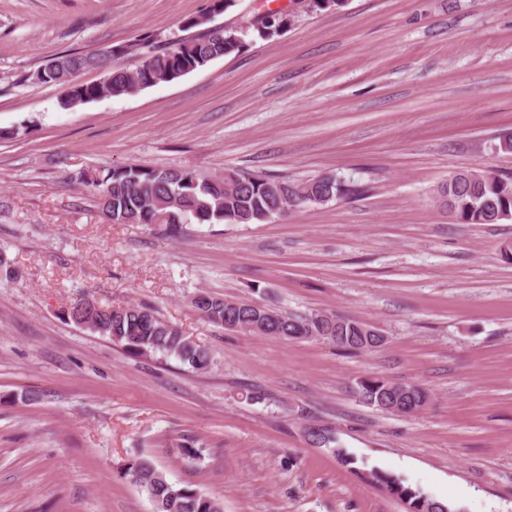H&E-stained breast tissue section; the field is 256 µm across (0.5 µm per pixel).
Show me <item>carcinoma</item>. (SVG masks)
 Returning a JSON list of instances; mask_svg holds the SVG:
<instances>
[{
  "label": "carcinoma",
  "instance_id": "1",
  "mask_svg": "<svg viewBox=\"0 0 512 512\" xmlns=\"http://www.w3.org/2000/svg\"><path fill=\"white\" fill-rule=\"evenodd\" d=\"M235 2L213 0L211 8L188 21L187 28L206 25L211 21L210 13H224ZM285 26V19L269 14L258 32L270 39L280 35ZM247 34V29L235 26L218 34L204 31L163 47L147 35L142 39L147 51L133 71L112 68V51H91L59 55L58 66L51 71L40 68L34 78L40 83L65 86L73 71L102 69L107 72L105 81L72 88L71 99L82 105L103 97L132 95L240 51ZM76 181L97 197L104 215L113 223L158 224L172 234L193 220L200 224H256L309 205L365 193L359 185L333 176L290 182L244 170H226L218 177L191 168L147 165L114 167L98 173L80 171ZM437 194L457 224H496L512 217V176L481 169L462 170L449 176ZM193 306L208 321L221 326L230 321L244 334L283 340L320 338L351 352L380 348L364 339L370 326L343 315L275 310L261 302L229 301L207 292L197 294ZM64 315L88 332L109 338L131 357L173 356L196 372L207 370L212 362L206 347L147 305L114 308L86 301L64 311ZM404 389L412 393L415 405L427 404V390L416 384L403 386L383 377H367L356 383V392L365 403L388 413L396 412L399 392ZM173 444L191 468L201 467L209 457L204 442L191 434L179 435ZM124 475L133 478L132 484L150 500L153 512H223L219 498L170 483L149 458L127 464ZM372 477L404 502L409 512H461L404 486L390 474L376 471Z\"/></svg>",
  "mask_w": 512,
  "mask_h": 512
}]
</instances>
